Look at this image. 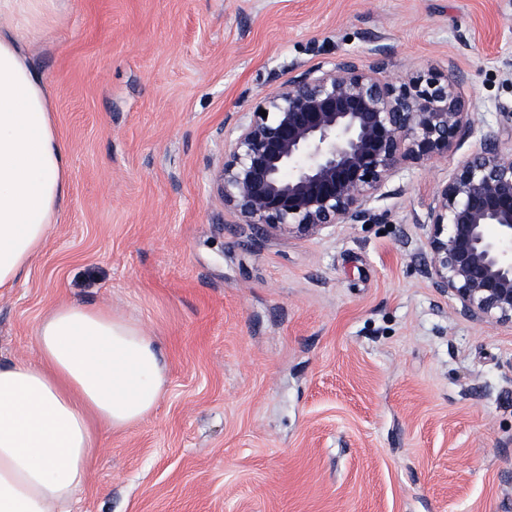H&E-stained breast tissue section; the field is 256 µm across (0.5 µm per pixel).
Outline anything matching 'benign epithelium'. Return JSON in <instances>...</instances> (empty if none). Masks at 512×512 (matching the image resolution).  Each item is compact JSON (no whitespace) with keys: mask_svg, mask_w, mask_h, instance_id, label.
I'll list each match as a JSON object with an SVG mask.
<instances>
[{"mask_svg":"<svg viewBox=\"0 0 512 512\" xmlns=\"http://www.w3.org/2000/svg\"><path fill=\"white\" fill-rule=\"evenodd\" d=\"M478 125L448 75L393 81L380 66L332 60L241 113L213 182L224 207L262 234L317 236L376 218L372 204L405 165L448 154ZM422 226L433 287L466 317L512 323V149L498 135H482L438 185Z\"/></svg>","mask_w":512,"mask_h":512,"instance_id":"benign-epithelium-1","label":"benign epithelium"}]
</instances>
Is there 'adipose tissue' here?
<instances>
[{
    "label": "adipose tissue",
    "mask_w": 512,
    "mask_h": 512,
    "mask_svg": "<svg viewBox=\"0 0 512 512\" xmlns=\"http://www.w3.org/2000/svg\"><path fill=\"white\" fill-rule=\"evenodd\" d=\"M56 0H0V289L43 248L66 197L69 152L23 42ZM30 359L0 361V512H71L103 433L150 415L167 387L157 341L111 309L52 307Z\"/></svg>",
    "instance_id": "obj_1"
}]
</instances>
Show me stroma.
Listing matches in <instances>:
<instances>
[{
	"mask_svg": "<svg viewBox=\"0 0 512 512\" xmlns=\"http://www.w3.org/2000/svg\"><path fill=\"white\" fill-rule=\"evenodd\" d=\"M70 153L41 253L0 292V356L53 306L112 307L168 387L103 434L77 512H512V324L424 272L437 184L409 164L381 224L264 237L211 163L242 112L325 61L455 75L512 145V0H59L26 46Z\"/></svg>",
	"mask_w": 512,
	"mask_h": 512,
	"instance_id": "stroma-1",
	"label": "stroma"
}]
</instances>
